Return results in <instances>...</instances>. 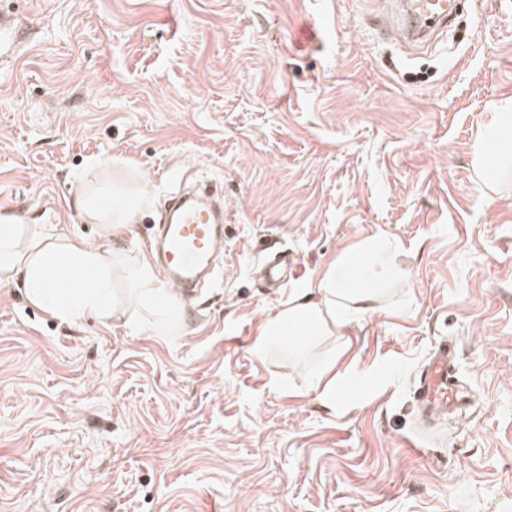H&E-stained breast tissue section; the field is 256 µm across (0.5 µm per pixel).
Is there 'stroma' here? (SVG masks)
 Here are the masks:
<instances>
[{
    "mask_svg": "<svg viewBox=\"0 0 512 512\" xmlns=\"http://www.w3.org/2000/svg\"><path fill=\"white\" fill-rule=\"evenodd\" d=\"M405 46L391 0H0V212L146 256L180 178L224 197L221 277L161 325L71 323L0 285V512H512V176L475 182L512 100V0ZM134 207L125 232L83 198ZM402 279L345 327L255 344L376 232ZM300 266L266 287L270 256ZM456 341L470 414L413 381Z\"/></svg>",
    "mask_w": 512,
    "mask_h": 512,
    "instance_id": "35a3bbf8",
    "label": "stroma"
}]
</instances>
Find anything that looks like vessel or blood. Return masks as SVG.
Listing matches in <instances>:
<instances>
[{"label": "vessel or blood", "mask_w": 512, "mask_h": 512, "mask_svg": "<svg viewBox=\"0 0 512 512\" xmlns=\"http://www.w3.org/2000/svg\"><path fill=\"white\" fill-rule=\"evenodd\" d=\"M396 23L407 34H414L417 22L440 28L448 21V0H394ZM184 193L170 200L173 215L160 237L150 240L147 249L152 259L164 271L175 289L178 300L196 288L199 281L211 274L209 258L222 236L223 209L194 212L187 210ZM456 352L448 345L433 350L421 369L414 395L418 415L422 420H441L455 415L469 396L457 384L455 377Z\"/></svg>", "instance_id": "b4317fda"}]
</instances>
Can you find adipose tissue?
<instances>
[{
	"label": "adipose tissue",
	"instance_id": "adipose-tissue-1",
	"mask_svg": "<svg viewBox=\"0 0 512 512\" xmlns=\"http://www.w3.org/2000/svg\"><path fill=\"white\" fill-rule=\"evenodd\" d=\"M482 189H490L512 165V109L501 106L482 127L472 158ZM397 247L379 234L346 252L315 287L293 294L269 319L257 341V350L286 336L316 335L324 328L346 327L374 308V297L395 276ZM115 254L112 250L74 236L27 237L23 225L0 215V282L22 274L26 294L55 318L69 321L92 314L124 319L111 299Z\"/></svg>",
	"mask_w": 512,
	"mask_h": 512
}]
</instances>
